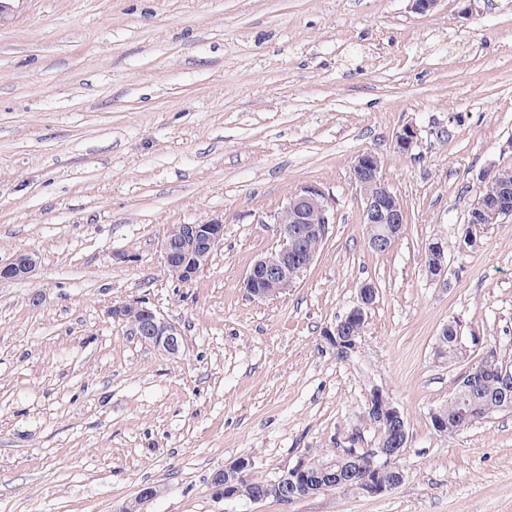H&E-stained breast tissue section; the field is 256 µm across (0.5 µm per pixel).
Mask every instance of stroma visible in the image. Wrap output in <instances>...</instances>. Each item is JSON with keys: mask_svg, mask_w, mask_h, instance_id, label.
Here are the masks:
<instances>
[{"mask_svg": "<svg viewBox=\"0 0 512 512\" xmlns=\"http://www.w3.org/2000/svg\"><path fill=\"white\" fill-rule=\"evenodd\" d=\"M0 0V512H512V411L437 434L470 353L512 360V216L462 243L478 178L512 167V0ZM413 126L404 155L394 139ZM371 152L405 230L372 252L351 169ZM334 201L313 264L275 299L243 279L306 186ZM224 226L189 283L174 224ZM447 271L427 276L428 242ZM378 290L357 349L323 336ZM42 295L41 305L31 302ZM146 301L184 336L143 344L112 305ZM404 413V482L369 498H218L213 471L268 480L319 450L374 447V391ZM37 260L30 254H19L9 262L0 261V279H24L31 276Z\"/></svg>", "mask_w": 512, "mask_h": 512, "instance_id": "obj_1", "label": "stroma"}]
</instances>
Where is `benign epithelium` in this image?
I'll list each match as a JSON object with an SVG mask.
<instances>
[{
  "label": "benign epithelium",
  "mask_w": 512,
  "mask_h": 512,
  "mask_svg": "<svg viewBox=\"0 0 512 512\" xmlns=\"http://www.w3.org/2000/svg\"><path fill=\"white\" fill-rule=\"evenodd\" d=\"M417 138V131L407 126L395 136V151L406 154ZM352 179L362 192L367 243L375 251L391 250L403 233L406 224L404 207L386 186L382 177V161L374 153H362L352 166ZM512 214V198L503 195L492 201L477 200L470 210V224H491L500 216ZM335 223L334 206L323 190L307 186L288 198L273 224L280 248L254 261L247 271L243 285L247 292L260 299H273L285 291V285L298 282L312 265L317 252L309 248L313 241L327 238L329 225ZM224 225L218 221L206 224H175L167 228L161 240L162 263L180 268L185 281H192L207 266L214 252L223 244ZM37 260L30 254H19L8 262L0 261V279H24L31 276ZM378 290L373 285L359 289L357 303L324 331V336L337 351L348 355L356 349L376 301ZM140 314L137 336L140 340L170 356L183 347L179 327L160 316L143 302L122 303L110 309L112 318L125 320L128 311ZM367 410L378 416L387 427L389 437L370 450L363 460L346 467L339 460L329 462L301 461L282 475L276 485L279 496H294L300 492L312 496L322 491L343 489L357 494L378 497L400 486L405 472L397 461L408 441L406 418L389 397L376 390ZM254 462L241 458L218 470L216 483L226 500L240 497V485Z\"/></svg>",
  "instance_id": "1"
}]
</instances>
